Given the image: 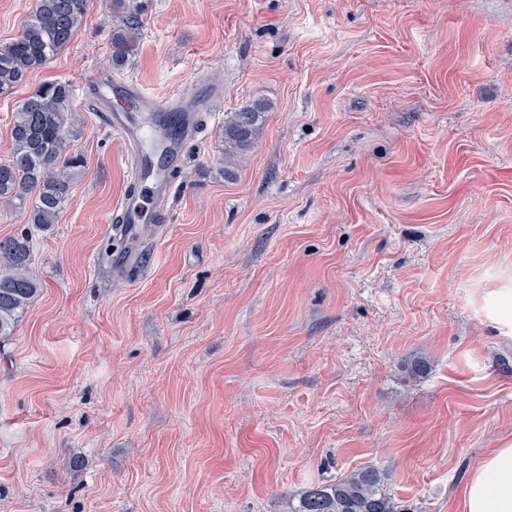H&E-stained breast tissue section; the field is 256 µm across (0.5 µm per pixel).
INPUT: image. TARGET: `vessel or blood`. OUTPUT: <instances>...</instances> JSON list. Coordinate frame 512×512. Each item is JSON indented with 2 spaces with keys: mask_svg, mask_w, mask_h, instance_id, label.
Instances as JSON below:
<instances>
[{
  "mask_svg": "<svg viewBox=\"0 0 512 512\" xmlns=\"http://www.w3.org/2000/svg\"><path fill=\"white\" fill-rule=\"evenodd\" d=\"M84 91L100 105L129 163L130 186L115 205L120 246L112 254V265L132 276L146 264L141 245L145 223H167L170 176L181 165L184 145L197 134L198 115L213 111L216 96L199 87L156 96L139 82L104 75L89 80Z\"/></svg>",
  "mask_w": 512,
  "mask_h": 512,
  "instance_id": "obj_1",
  "label": "vessel or blood"
}]
</instances>
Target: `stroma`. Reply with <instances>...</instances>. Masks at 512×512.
I'll use <instances>...</instances> for the list:
<instances>
[{"label": "stroma", "mask_w": 512, "mask_h": 512, "mask_svg": "<svg viewBox=\"0 0 512 512\" xmlns=\"http://www.w3.org/2000/svg\"><path fill=\"white\" fill-rule=\"evenodd\" d=\"M88 0L72 42L0 96L98 74L221 93L185 147L149 266L113 275L129 184L117 135L74 95L83 161L43 283L0 338V512H287L378 468L402 512H459L512 437V0ZM269 104L234 177L224 119ZM421 358L429 372L409 378ZM122 23L112 33L110 58L113 66L122 67L137 44L142 30V20L137 12H128Z\"/></svg>", "instance_id": "35a3bbf8"}]
</instances>
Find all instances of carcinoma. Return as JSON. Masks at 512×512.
I'll list each match as a JSON object with an SVG mask.
<instances>
[{
    "instance_id": "cac0c4a2",
    "label": "carcinoma",
    "mask_w": 512,
    "mask_h": 512,
    "mask_svg": "<svg viewBox=\"0 0 512 512\" xmlns=\"http://www.w3.org/2000/svg\"><path fill=\"white\" fill-rule=\"evenodd\" d=\"M87 11V0H36L35 11L22 34L0 45V95L8 94L31 72L48 64L68 46ZM142 30L136 12H128L112 33L110 58L123 66L134 51ZM270 104L255 101L224 120V175L234 176L236 162L248 150ZM76 118L66 82L41 84L13 113L14 148L0 162V197L18 201L27 223L47 230L57 222L71 199L74 169L81 159L68 155L69 137ZM29 236L20 234L0 241V337L10 336L19 319L41 290L30 269ZM289 512H397L384 486L381 472L359 468L333 481L301 491Z\"/></svg>"
}]
</instances>
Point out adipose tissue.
Masks as SVG:
<instances>
[{"label":"adipose tissue","instance_id":"obj_1","mask_svg":"<svg viewBox=\"0 0 512 512\" xmlns=\"http://www.w3.org/2000/svg\"><path fill=\"white\" fill-rule=\"evenodd\" d=\"M462 512H512V439L501 438L470 472L461 493Z\"/></svg>","mask_w":512,"mask_h":512}]
</instances>
